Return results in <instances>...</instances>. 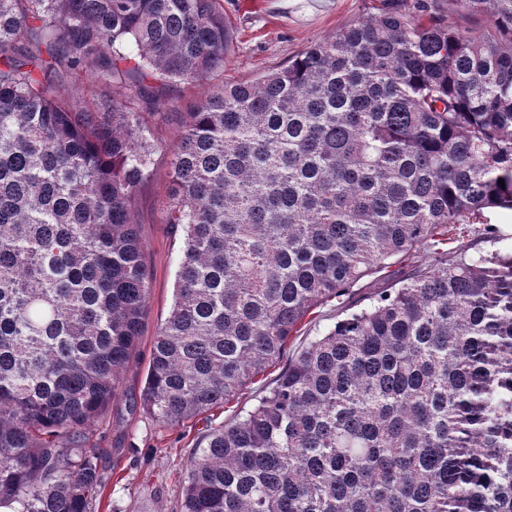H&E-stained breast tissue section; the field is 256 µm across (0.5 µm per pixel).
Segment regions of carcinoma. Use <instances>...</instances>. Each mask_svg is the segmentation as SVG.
Here are the masks:
<instances>
[{
	"instance_id": "carcinoma-1",
	"label": "carcinoma",
	"mask_w": 512,
	"mask_h": 512,
	"mask_svg": "<svg viewBox=\"0 0 512 512\" xmlns=\"http://www.w3.org/2000/svg\"><path fill=\"white\" fill-rule=\"evenodd\" d=\"M450 2L490 28L396 0L226 83L224 0H0V509L94 512L88 434L148 313L135 195L184 84L207 90L171 149L153 419L224 407L313 310L421 245L434 262L208 429L182 512H512V253L445 249L512 210V0Z\"/></svg>"
}]
</instances>
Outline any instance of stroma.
<instances>
[{"mask_svg": "<svg viewBox=\"0 0 512 512\" xmlns=\"http://www.w3.org/2000/svg\"><path fill=\"white\" fill-rule=\"evenodd\" d=\"M390 0H224V13L236 30V42L224 62V79L245 81L257 73L287 64L307 46L336 35L340 29L368 13L386 9ZM201 88L173 85L160 99L169 120L158 122L159 148L148 180L134 202L135 218L152 273L148 315L122 389L105 415L92 426L91 443L98 448V464L105 488L96 512H180L183 481L195 443L207 429L236 420L272 387L278 368H269L223 408L203 414L185 425L161 424L129 400L139 395L147 374L153 339L169 315L182 242L162 212L170 185V150L178 142L181 125L177 113L190 110ZM450 248H464L466 257H489L512 252V211L485 209L476 223L448 228ZM432 258L417 249L399 262L359 281L342 297L317 308L286 346L294 356L315 336L347 314L364 307L382 290L403 277L426 269Z\"/></svg>", "mask_w": 512, "mask_h": 512, "instance_id": "1", "label": "stroma"}]
</instances>
